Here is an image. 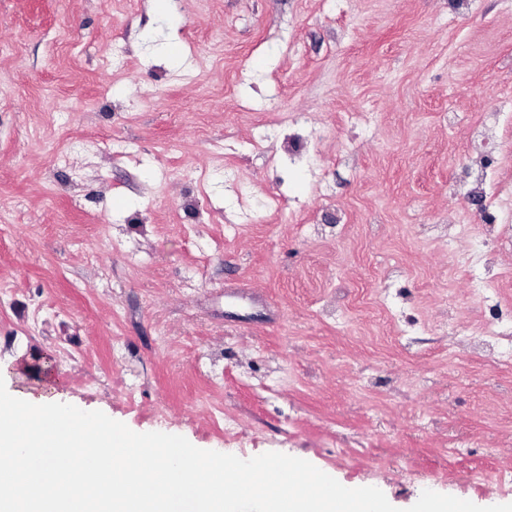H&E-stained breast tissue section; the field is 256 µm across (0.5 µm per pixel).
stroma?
Instances as JSON below:
<instances>
[{
    "label": "stroma",
    "instance_id": "35a3bbf8",
    "mask_svg": "<svg viewBox=\"0 0 512 512\" xmlns=\"http://www.w3.org/2000/svg\"><path fill=\"white\" fill-rule=\"evenodd\" d=\"M1 82L12 396L50 371L402 512L512 503V362L466 345L512 315V243L480 302L441 230L476 157L512 210V0H0Z\"/></svg>",
    "mask_w": 512,
    "mask_h": 512
}]
</instances>
